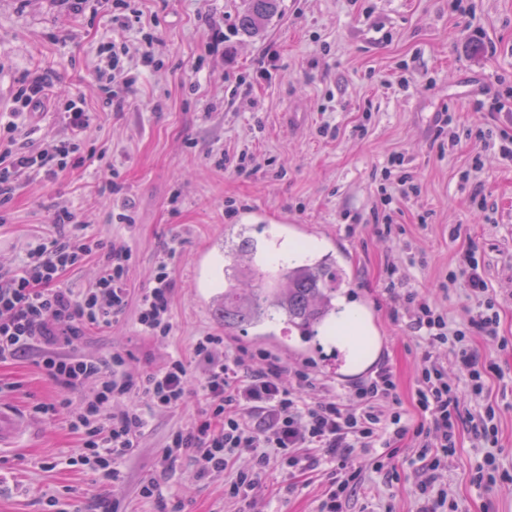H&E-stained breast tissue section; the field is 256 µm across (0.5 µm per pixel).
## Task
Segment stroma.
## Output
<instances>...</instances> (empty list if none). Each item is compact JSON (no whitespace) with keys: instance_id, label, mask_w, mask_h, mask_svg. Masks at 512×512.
<instances>
[{"instance_id":"35a3bbf8","label":"stroma","mask_w":512,"mask_h":512,"mask_svg":"<svg viewBox=\"0 0 512 512\" xmlns=\"http://www.w3.org/2000/svg\"><path fill=\"white\" fill-rule=\"evenodd\" d=\"M462 3L470 14L451 11L448 0H280L253 37L239 26L245 0H139L141 20L125 30L111 11L77 14L67 0H0V122L14 118L19 80L41 70L52 76L53 104L24 117L23 143L35 150L65 137L57 110L79 96L96 115L82 149L105 155L56 181L20 184L0 213V273H13L43 240L68 236L71 225L55 221L66 210L88 239L130 247L132 292L148 287L164 258L174 281L167 338L145 336L130 312L85 330L76 353L105 363L118 353L141 374L191 358L196 340L210 333L233 349L272 352L286 370L307 367L342 389L370 376L374 365L352 369L346 351L321 334L304 343L279 322L265 325L261 337L225 328L214 302L224 290V241L249 225L266 251L304 246L345 267L341 294L369 315L374 364L392 367L401 409L414 423L424 349L407 307L385 285L395 280L402 295L430 292L451 321L465 323L475 297L461 281L446 293L438 285L459 251L475 245L509 342L474 339L494 367L485 398L499 407L498 470L494 480L474 482L485 450L464 424L434 486L448 494L444 512H512V161L501 152L512 144V0ZM215 30L223 41L210 53ZM150 31L156 63L146 68L141 38ZM116 39L127 45L134 83L124 109L111 111L93 75ZM263 69L268 77L257 79ZM479 100L501 107L479 112ZM447 118L460 138L454 148L440 134ZM395 157L419 190L387 206L397 229L386 235L375 214ZM240 163L245 172H237ZM477 185L481 208L471 200ZM123 213L132 223L120 221ZM189 372L190 397L177 409L147 412L115 487L70 465L82 446L70 410L36 412L61 389L33 356L0 362V402L28 422L19 447L0 453V512H46L53 496L71 512H240L224 489L249 469L248 457L205 480L188 457L163 468L160 448L204 408L202 371ZM422 466L414 440L405 438L395 468L364 471L348 512H419ZM151 476L161 499L140 494ZM329 478L323 464L290 475L271 467L252 512H316Z\"/></svg>"}]
</instances>
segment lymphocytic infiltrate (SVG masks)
<instances>
[{"instance_id": "f902f5d3", "label": "lymphocytic infiltrate", "mask_w": 512, "mask_h": 512, "mask_svg": "<svg viewBox=\"0 0 512 512\" xmlns=\"http://www.w3.org/2000/svg\"><path fill=\"white\" fill-rule=\"evenodd\" d=\"M125 53V47H113L107 69L96 73L105 107L121 109L126 104L131 79L124 66ZM51 87L49 74L24 75L14 97L15 114L40 109ZM60 116L71 131L70 138L49 142L35 152L20 144L17 123L0 127V211L9 208L19 182L28 176L51 182L84 162L80 136L93 122L92 113L71 100ZM94 252L103 268L96 288L79 295L63 288V272ZM131 259L123 242H92L75 230L67 238L38 244L17 272L0 275V362L28 352L44 374L66 391L91 388V397L80 406L63 397L39 404L38 410L48 414L59 407L73 408L71 426L81 432L83 448L71 458V465L87 467L112 483L120 481L122 464L139 445L145 409L173 410L191 393L183 359L173 358L159 370L133 375L125 371L122 355H113L112 368L106 372L96 358L73 352L84 328L119 322L131 307L144 335H170L174 282L168 261H160L152 287L134 299L126 286ZM449 280L464 281L478 301L465 325L450 321L447 311L429 295L411 292L405 296L414 310L411 326L424 348L416 380L420 412L416 425L402 419L396 376L387 365L351 385L355 402L348 405L335 386L305 369L294 372L299 390L285 388L282 361L270 353L263 354L259 370L243 372L240 356L220 352L223 337L206 335L197 339L194 358L206 370L200 388L208 406L191 427L170 435L160 451L165 469H173L188 454L198 478L205 479L224 471L235 458L251 455L250 470L239 474L227 490L230 498L247 503L263 485L271 460H278L290 472L310 461H321L339 477L325 491L318 512H346L364 469L378 472L391 464L399 443L411 433L420 458L426 461L422 484L432 486L437 470L447 466L454 452L460 417L447 371L434 351L451 346L468 388L481 395L491 368L474 349L472 338L496 340L500 326V314L473 248L460 252Z\"/></svg>"}]
</instances>
